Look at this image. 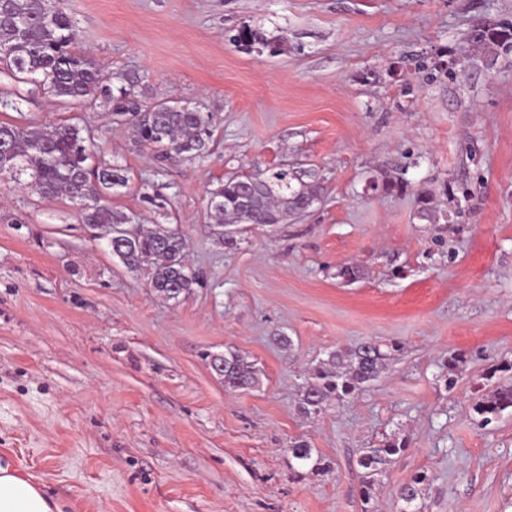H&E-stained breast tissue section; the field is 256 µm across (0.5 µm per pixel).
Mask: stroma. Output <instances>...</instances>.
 <instances>
[{
	"label": "stroma",
	"mask_w": 512,
	"mask_h": 512,
	"mask_svg": "<svg viewBox=\"0 0 512 512\" xmlns=\"http://www.w3.org/2000/svg\"><path fill=\"white\" fill-rule=\"evenodd\" d=\"M63 7L103 73L212 112L208 154L159 157L103 105L67 109L4 72L0 122L91 128L94 162L130 176L109 203L179 225L201 284L156 296L70 202L0 181V459L61 512H362L360 455L404 439L374 512H398L422 471L420 512H512V409L487 424L472 409L512 378V55L489 70L465 42L478 22H512V0ZM245 28L280 52L240 42ZM266 168L316 172L320 201L217 243L208 191ZM399 171L405 192L375 190ZM422 189L447 222L418 218ZM347 265L351 283L336 276ZM364 341L402 348L347 402L303 417L309 368ZM227 350L261 368L256 387L225 389L209 356ZM297 439L329 474L289 469Z\"/></svg>",
	"instance_id": "stroma-1"
}]
</instances>
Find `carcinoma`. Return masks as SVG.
<instances>
[{
	"mask_svg": "<svg viewBox=\"0 0 512 512\" xmlns=\"http://www.w3.org/2000/svg\"><path fill=\"white\" fill-rule=\"evenodd\" d=\"M467 44L476 55L498 59L512 50V23H478L469 32ZM0 64L11 77L38 82L56 100L68 103L101 101L112 112V122L125 123L138 143L163 154L194 159L210 148L213 117L198 107L174 100H149L140 90L137 75L103 74L93 58L77 48L72 21L61 0H0ZM117 79L120 86L112 84ZM94 135L86 127L62 123L51 127L0 123V141L7 153H0V179L28 186L40 195L67 200L79 211L81 221L101 229L112 239L117 228L126 231L130 242L122 247L119 261L130 271L144 274L159 297L177 300L189 295L199 277L185 263L186 239L173 224H136L134 217L112 209L110 191L129 183L127 169L115 165H90L87 142ZM245 177H231L207 195V212L213 221L216 240L232 246L236 238L224 228L237 224H262L272 227L299 212L304 205L319 199L322 187L290 176L286 169H273L268 183L244 195ZM409 182L396 174L383 176L374 189L385 193L401 192ZM418 215L434 220L433 197L422 190L416 194ZM391 351L373 342L336 349L307 375L300 393L298 410L310 417L333 404H342L361 385L375 380ZM224 386L247 390L258 382L256 364L237 351L224 353ZM512 409V380L500 383L492 394L475 400L473 410L484 421ZM402 440L388 441L368 448L358 460L363 469L360 496L362 512H370L376 495L378 476L406 450ZM289 466L301 473L323 475L330 463L316 454L304 440L291 442ZM428 481L426 472L416 474L401 489L404 502L400 512H413L419 485Z\"/></svg>",
	"mask_w": 512,
	"mask_h": 512,
	"instance_id": "obj_1",
	"label": "carcinoma"
}]
</instances>
